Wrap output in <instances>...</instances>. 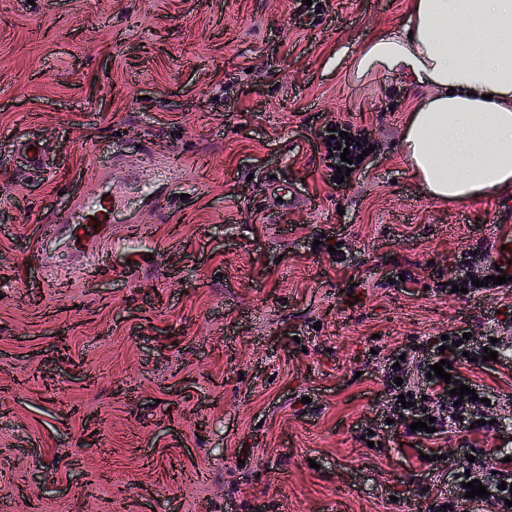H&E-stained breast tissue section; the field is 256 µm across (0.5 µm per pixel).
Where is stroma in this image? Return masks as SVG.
I'll list each match as a JSON object with an SVG mask.
<instances>
[{"label": "stroma", "mask_w": 512, "mask_h": 512, "mask_svg": "<svg viewBox=\"0 0 512 512\" xmlns=\"http://www.w3.org/2000/svg\"><path fill=\"white\" fill-rule=\"evenodd\" d=\"M411 5L0 0V512H426L462 471L460 434L419 462L379 376L432 336L512 338L511 291L447 287L512 238V192L430 197L401 150L429 87L357 74ZM329 122L372 147L337 187ZM147 145L160 175L131 178ZM96 165L123 204L86 282L39 228Z\"/></svg>", "instance_id": "stroma-1"}]
</instances>
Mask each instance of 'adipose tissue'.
Listing matches in <instances>:
<instances>
[{
	"label": "adipose tissue",
	"instance_id": "adipose-tissue-1",
	"mask_svg": "<svg viewBox=\"0 0 512 512\" xmlns=\"http://www.w3.org/2000/svg\"><path fill=\"white\" fill-rule=\"evenodd\" d=\"M354 66L434 88L402 141L430 196L465 202L512 190V0H415L404 28L375 36Z\"/></svg>",
	"mask_w": 512,
	"mask_h": 512
}]
</instances>
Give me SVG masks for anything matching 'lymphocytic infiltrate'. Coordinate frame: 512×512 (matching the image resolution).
Segmentation results:
<instances>
[{
    "label": "lymphocytic infiltrate",
    "instance_id": "f902f5d3",
    "mask_svg": "<svg viewBox=\"0 0 512 512\" xmlns=\"http://www.w3.org/2000/svg\"><path fill=\"white\" fill-rule=\"evenodd\" d=\"M450 342V354L456 366L451 370L453 379L461 384H471L462 370L468 367L470 359L481 361L482 369L493 371L497 368L512 367V361L503 353L504 342L492 343L497 351L496 360H484L483 346L471 339H462L460 333H450L448 338L434 337L427 343V355L418 366L416 381L403 377L402 368L390 366L384 369L382 382L392 400V408L402 409L407 422L433 420L435 430L431 433L415 431L419 441L434 442L456 431L469 435L475 457L469 464L471 478L486 486L487 497L470 498L461 484H454L448 492L437 494L428 506V512H512V461L489 457L484 449L488 437L494 432L488 419L491 410L501 409L499 393L483 384H473L475 397H464L462 403H455L449 395L450 386L439 377L430 376V367L442 358L440 348L443 342Z\"/></svg>",
    "mask_w": 512,
    "mask_h": 512
}]
</instances>
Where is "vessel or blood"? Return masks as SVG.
I'll use <instances>...</instances> for the list:
<instances>
[{
	"instance_id": "obj_1",
	"label": "vessel or blood",
	"mask_w": 512,
	"mask_h": 512,
	"mask_svg": "<svg viewBox=\"0 0 512 512\" xmlns=\"http://www.w3.org/2000/svg\"><path fill=\"white\" fill-rule=\"evenodd\" d=\"M120 204L115 195L97 194L85 197L81 191H74L69 207L53 214L42 227L41 240L50 244L59 237L71 242V257L74 263H81L91 255H105L112 243V212Z\"/></svg>"
}]
</instances>
